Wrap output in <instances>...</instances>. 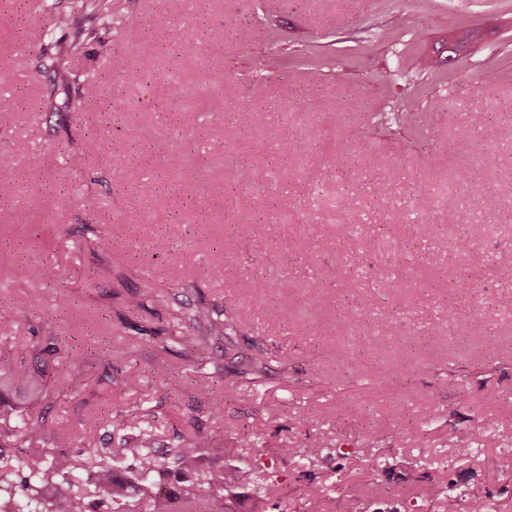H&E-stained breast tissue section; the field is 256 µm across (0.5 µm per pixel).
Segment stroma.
Here are the masks:
<instances>
[{
  "label": "stroma",
  "mask_w": 512,
  "mask_h": 512,
  "mask_svg": "<svg viewBox=\"0 0 512 512\" xmlns=\"http://www.w3.org/2000/svg\"><path fill=\"white\" fill-rule=\"evenodd\" d=\"M112 10L122 28L73 59L76 109L60 112L38 67L65 31L44 36L31 0H0V165L28 175L0 190V323L11 325L0 358L50 352L30 368L37 390L0 389L13 410L0 420V460L12 458L19 418L40 424L50 449L72 431L66 453L95 504L98 468L131 477L146 434L176 487L174 451L199 433L212 441L199 475L227 476L218 492L197 483L201 512H461L474 495L486 512H512V473L490 465L512 455V0ZM454 22L473 41L451 68H433ZM189 54L204 68L185 69ZM85 81L122 111L84 99ZM243 111L254 115L246 127ZM403 113L444 136L415 139ZM182 141L207 162L190 199ZM464 170L472 184L459 183ZM159 236L168 252L154 250ZM399 260L408 276L393 274ZM34 264L46 281L29 279ZM148 288L154 299L128 306ZM203 306L236 328L199 327L205 350L191 357L170 331ZM75 357L81 380L62 385ZM254 358L264 372L253 383ZM128 413L139 429L123 425ZM244 433L254 446H240ZM441 473L451 497L431 494ZM273 481L280 490L266 496Z\"/></svg>",
  "instance_id": "35a3bbf8"
}]
</instances>
